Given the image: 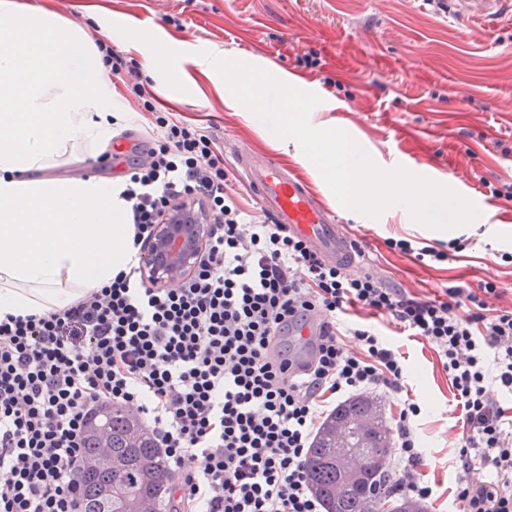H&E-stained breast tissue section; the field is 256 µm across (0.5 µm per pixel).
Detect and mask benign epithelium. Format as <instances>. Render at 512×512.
Listing matches in <instances>:
<instances>
[{"label": "benign epithelium", "mask_w": 512, "mask_h": 512, "mask_svg": "<svg viewBox=\"0 0 512 512\" xmlns=\"http://www.w3.org/2000/svg\"><path fill=\"white\" fill-rule=\"evenodd\" d=\"M209 225L195 204H177L157 225L154 238L143 254L142 264L160 287L177 285L194 268L202 254Z\"/></svg>", "instance_id": "1"}]
</instances>
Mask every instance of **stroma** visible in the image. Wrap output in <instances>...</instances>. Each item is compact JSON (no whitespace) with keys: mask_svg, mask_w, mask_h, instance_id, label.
Here are the masks:
<instances>
[{"mask_svg":"<svg viewBox=\"0 0 512 512\" xmlns=\"http://www.w3.org/2000/svg\"><path fill=\"white\" fill-rule=\"evenodd\" d=\"M69 21L91 22L134 66L151 54L181 71L182 84L155 95L156 107L224 138L233 188L254 202L237 158L266 153L311 178L266 126L225 106L226 87L196 61L206 51L239 59L294 80L322 99L310 122L346 130L381 168L402 166L450 186L485 213L483 225L455 228L462 249L423 265L390 251L389 238L447 249L450 237L390 213L355 217L322 183L314 189L360 244L365 269L431 297L449 286L495 282L497 306L512 304V200L491 197L483 181L512 183V0L488 29L450 14L447 0H56ZM317 57L306 65L304 55ZM375 326L405 352V388L422 408L415 423L424 452L421 478L432 485L429 512H460L455 478L461 465L462 418L436 353L395 326Z\"/></svg>","mask_w":512,"mask_h":512,"instance_id":"1","label":"stroma"}]
</instances>
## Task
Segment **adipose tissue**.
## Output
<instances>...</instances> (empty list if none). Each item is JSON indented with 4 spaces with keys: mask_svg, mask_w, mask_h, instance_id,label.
Wrapping results in <instances>:
<instances>
[{
    "mask_svg": "<svg viewBox=\"0 0 512 512\" xmlns=\"http://www.w3.org/2000/svg\"><path fill=\"white\" fill-rule=\"evenodd\" d=\"M131 119L112 106L88 26L42 0H0V317L67 307L126 269L124 180L52 170Z\"/></svg>",
    "mask_w": 512,
    "mask_h": 512,
    "instance_id": "1",
    "label": "adipose tissue"
}]
</instances>
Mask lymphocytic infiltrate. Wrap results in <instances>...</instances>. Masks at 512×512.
I'll list each match as a JSON object with an SVG mask.
<instances>
[{"mask_svg":"<svg viewBox=\"0 0 512 512\" xmlns=\"http://www.w3.org/2000/svg\"><path fill=\"white\" fill-rule=\"evenodd\" d=\"M97 45L109 77L153 111L136 69L105 39ZM133 151L130 267L69 307L0 318V512H74L85 427L114 403L146 419L177 477L173 512H318L306 459L323 407L377 388L399 407L395 486L430 498L418 474L421 407L404 393L405 354L370 324L377 317L429 345L451 378L464 416L463 512H512V429L489 389L512 392V307H490L494 282L424 299L326 262L246 210L227 190L223 142L175 114L157 116ZM181 199L206 211L213 233L196 270L158 288L140 255ZM310 318L313 348L289 352L276 329Z\"/></svg>","mask_w":512,"mask_h":512,"instance_id":"f902f5d3","label":"lymphocytic infiltrate"}]
</instances>
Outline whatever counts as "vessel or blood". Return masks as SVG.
Wrapping results in <instances>:
<instances>
[{
    "label": "vessel or blood",
    "mask_w": 512,
    "mask_h": 512,
    "mask_svg": "<svg viewBox=\"0 0 512 512\" xmlns=\"http://www.w3.org/2000/svg\"><path fill=\"white\" fill-rule=\"evenodd\" d=\"M249 187L276 223L301 239L325 261L355 268L353 238L316 198L306 181L272 158H239Z\"/></svg>",
    "instance_id": "1"
}]
</instances>
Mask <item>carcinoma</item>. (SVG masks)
Returning <instances> with one entry per match:
<instances>
[{"label": "carcinoma", "mask_w": 512, "mask_h": 512, "mask_svg": "<svg viewBox=\"0 0 512 512\" xmlns=\"http://www.w3.org/2000/svg\"><path fill=\"white\" fill-rule=\"evenodd\" d=\"M82 512H164L173 475L153 436L121 404L88 423ZM393 433L379 402L359 396L336 405L311 440L306 471L323 512H427L393 497L388 469Z\"/></svg>", "instance_id": "obj_1"}]
</instances>
